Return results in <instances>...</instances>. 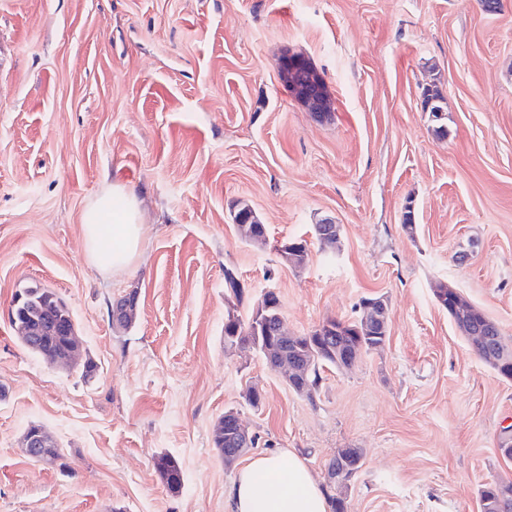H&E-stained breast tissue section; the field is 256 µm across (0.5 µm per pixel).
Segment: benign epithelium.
Wrapping results in <instances>:
<instances>
[{
	"label": "benign epithelium",
	"instance_id": "obj_1",
	"mask_svg": "<svg viewBox=\"0 0 512 512\" xmlns=\"http://www.w3.org/2000/svg\"><path fill=\"white\" fill-rule=\"evenodd\" d=\"M281 64L283 73L287 74L286 80L290 92L295 98L304 102L313 112L330 111L327 85L321 76L313 75L306 59L289 55L281 61ZM252 218L251 214L240 217L236 228L248 242L262 245L266 241V236H258L251 229ZM279 252L289 264L297 267L305 265L309 257L307 244L299 240H288L282 243ZM389 316V304L382 296L367 299L361 305L364 330L376 337L384 338L388 335ZM254 320L273 336L272 345L266 349L269 364L283 373L287 381L297 382L303 392L308 390L303 370L311 348L320 350L340 368L352 366L358 358L357 348L346 345L338 336L341 328L337 327L338 321L334 319H327L317 326V341L313 347L300 344L299 337L288 334L285 329L280 299L274 291H268L263 295L256 307ZM44 325L51 334L65 337L61 347L49 359V363L69 360L78 347L76 330L58 326L51 315L45 318ZM458 329L462 335L472 339L475 347L486 348L485 362L499 374H504V364L507 362L512 364V351L489 347L490 337L499 332V327L493 320L484 318L483 325L478 330L463 320L458 325ZM222 420H224V445L227 448L224 463L230 465L248 449L254 447L255 437L242 427L237 412L231 410L225 412ZM47 445L48 434L41 427L32 426L24 435L23 450L31 460L44 462Z\"/></svg>",
	"mask_w": 512,
	"mask_h": 512
}]
</instances>
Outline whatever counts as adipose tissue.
Masks as SVG:
<instances>
[{
  "mask_svg": "<svg viewBox=\"0 0 512 512\" xmlns=\"http://www.w3.org/2000/svg\"><path fill=\"white\" fill-rule=\"evenodd\" d=\"M142 224L135 197L113 181L91 203L84 226L87 257L127 269L140 250ZM233 512H328L326 495L305 460L293 452L247 458L228 490Z\"/></svg>",
  "mask_w": 512,
  "mask_h": 512,
  "instance_id": "1",
  "label": "adipose tissue"
}]
</instances>
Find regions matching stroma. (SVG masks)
<instances>
[{"label": "stroma", "instance_id": "35a3bbf8", "mask_svg": "<svg viewBox=\"0 0 512 512\" xmlns=\"http://www.w3.org/2000/svg\"><path fill=\"white\" fill-rule=\"evenodd\" d=\"M288 54L323 76L333 112L289 93ZM432 84L443 136L421 106ZM115 177L142 211L118 271L83 243ZM236 201L264 246L238 234ZM324 223L336 247L316 240ZM295 238L299 268L279 254ZM440 284L512 346V0H0V512H230L237 469L213 444L229 409L254 453L292 449L321 484L338 449H361L347 512H481V485L512 481V379L461 335ZM35 287L69 307L80 364L18 339L13 300ZM269 290L300 336L385 297L387 339L295 393L259 350L224 346L228 314L248 319ZM131 292L137 319L113 328ZM33 424L60 464L23 455ZM160 454L180 461L179 491ZM280 254L293 266H303L306 264L309 254L308 246L300 240H288L279 247ZM154 467L170 490H177L181 487L183 481L182 469L174 457L168 454H160L154 459Z\"/></svg>", "mask_w": 512, "mask_h": 512}]
</instances>
